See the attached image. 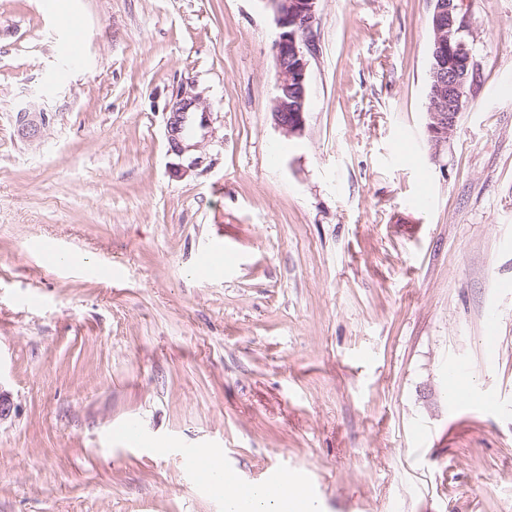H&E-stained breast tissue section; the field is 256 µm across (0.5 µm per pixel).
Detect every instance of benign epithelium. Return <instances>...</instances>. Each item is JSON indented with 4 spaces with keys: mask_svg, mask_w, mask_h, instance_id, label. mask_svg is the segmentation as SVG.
<instances>
[{
    "mask_svg": "<svg viewBox=\"0 0 512 512\" xmlns=\"http://www.w3.org/2000/svg\"><path fill=\"white\" fill-rule=\"evenodd\" d=\"M279 28L273 43L276 61L272 117L288 136L301 135L305 126L309 90L310 34L316 20L317 0H264ZM432 46L427 95L426 129L433 149L448 144L457 128L458 116L468 99L474 67L465 31L462 0H433ZM46 116L32 107L19 110L18 130L36 135Z\"/></svg>",
    "mask_w": 512,
    "mask_h": 512,
    "instance_id": "obj_1",
    "label": "benign epithelium"
}]
</instances>
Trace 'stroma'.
<instances>
[{
    "instance_id": "obj_1",
    "label": "stroma",
    "mask_w": 512,
    "mask_h": 512,
    "mask_svg": "<svg viewBox=\"0 0 512 512\" xmlns=\"http://www.w3.org/2000/svg\"><path fill=\"white\" fill-rule=\"evenodd\" d=\"M316 9L288 137L264 0H0V512H224L185 448L318 512H512V0H464L438 152L432 0ZM432 46L426 129L435 151L447 145L468 99L474 67L465 31L462 0H433ZM471 49V48H470ZM46 116L43 111H37L32 107L19 110L16 115L18 130L22 135H36L41 125L45 124ZM238 491L242 500L248 499L251 492L256 488L270 490H282L288 488L291 479L285 470L276 467H269L264 471L263 479L258 484L240 483Z\"/></svg>"
}]
</instances>
